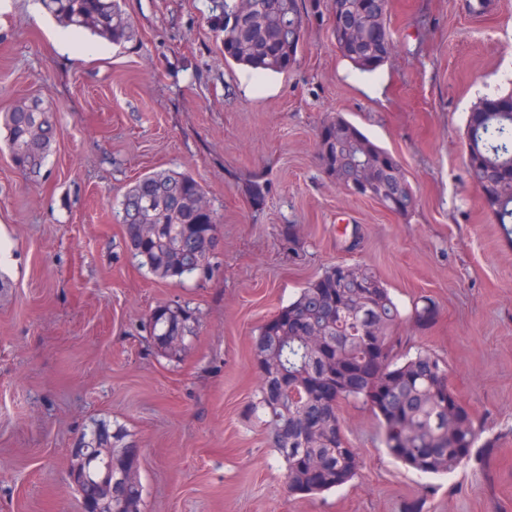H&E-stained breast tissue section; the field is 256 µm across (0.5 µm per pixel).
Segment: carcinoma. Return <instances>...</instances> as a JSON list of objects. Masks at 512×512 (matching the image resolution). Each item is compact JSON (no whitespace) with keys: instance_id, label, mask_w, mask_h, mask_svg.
I'll return each mask as SVG.
<instances>
[{"instance_id":"carcinoma-1","label":"carcinoma","mask_w":512,"mask_h":512,"mask_svg":"<svg viewBox=\"0 0 512 512\" xmlns=\"http://www.w3.org/2000/svg\"><path fill=\"white\" fill-rule=\"evenodd\" d=\"M47 13L76 33L89 31L121 45L135 32L121 0H42ZM388 0H340L339 21L331 28L343 58L362 72L382 66L393 48L372 36L371 19L386 27ZM212 16L224 34V61L258 74L283 73L294 64L302 40L299 0H212ZM512 93L483 98L468 119L467 170L481 188V202L502 226L512 224V115L494 104ZM11 160L26 175L40 173L55 137L54 112L40 100L20 102L0 114ZM379 168V179L399 195L397 214L415 206V195L398 159L342 120L337 141L320 155L326 171L345 187L358 176L357 158ZM205 191L187 173L153 171L129 187L120 201L127 246L134 259L160 279L207 276L221 239L219 216L203 206ZM401 312L388 288L370 267H357L352 279L331 266L296 300L267 321L255 338L261 373L252 410L264 416L272 445L282 460L288 489L320 494L357 476L359 459L342 433V400H360L377 417L387 453L408 467L438 475L468 464L477 440L469 412L449 387L448 368L427 352L404 357L394 328ZM154 342L185 344L193 326L187 309L161 305L148 318ZM112 456L115 512H140L141 482L122 449L131 448L120 425L97 421L82 434Z\"/></svg>"}]
</instances>
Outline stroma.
I'll list each match as a JSON object with an SVG mask.
<instances>
[{
    "label": "stroma",
    "instance_id": "obj_1",
    "mask_svg": "<svg viewBox=\"0 0 512 512\" xmlns=\"http://www.w3.org/2000/svg\"><path fill=\"white\" fill-rule=\"evenodd\" d=\"M305 6L296 64L256 77L225 62L211 0H124L135 40L71 55L29 0L0 19V113L56 109L39 177L15 169L0 129V512H81L70 450L99 420L137 447L141 512H512V240L470 181L466 138L481 91L512 93V0H388L394 49L373 73L337 50L328 0ZM339 115L400 160L409 213L325 173L318 135ZM160 170L192 175L221 219L208 277L159 279L126 246L122 195ZM339 262L380 276L401 354L447 365L478 433L466 466L419 474L351 400L339 413L358 476L288 493L251 408L253 339ZM164 303L195 317L172 355L147 326Z\"/></svg>",
    "mask_w": 512,
    "mask_h": 512
}]
</instances>
